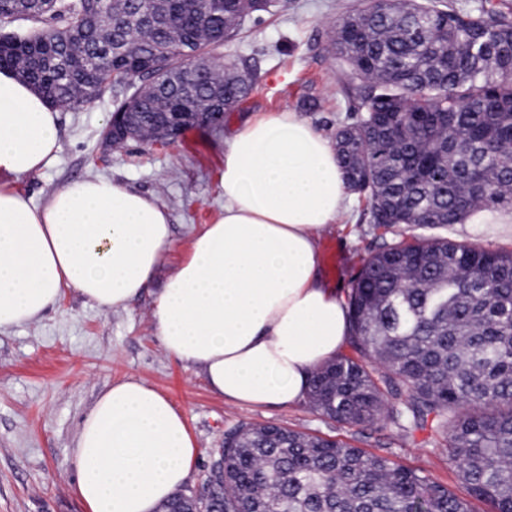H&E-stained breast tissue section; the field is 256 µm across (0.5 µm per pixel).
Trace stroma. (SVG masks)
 Returning <instances> with one entry per match:
<instances>
[{
  "label": "stroma",
  "instance_id": "obj_1",
  "mask_svg": "<svg viewBox=\"0 0 512 512\" xmlns=\"http://www.w3.org/2000/svg\"><path fill=\"white\" fill-rule=\"evenodd\" d=\"M353 2L288 0L287 7L274 6L248 19L237 39L215 48V58L233 56L241 70L258 79L256 90L226 113L221 128L188 130L170 146L132 142L108 151L101 134L116 106L112 94L60 112L57 162L16 181V189L39 202L69 182L107 177L164 203L172 215V240L150 291L127 309L105 311L68 292L41 318L0 333V512H83L69 464L75 435L97 395L129 376L164 394L186 418L198 455L183 492L204 482L225 433L274 424L376 453L389 449L398 464L423 471L467 499L472 512H491L488 502L470 497L459 483L447 457L436 451L433 432H416L401 446L398 429L386 421L348 426L323 417L306 402L262 408L229 403L193 369L165 354L149 316L154 291L189 254L194 228L216 217L224 204L218 185L225 132L267 112L296 113L328 136L356 120L337 65L326 53L337 5ZM315 95L319 107L305 110L303 100ZM421 233L414 224L371 223L364 202L349 195L335 232L321 241L335 248L334 259L322 261L325 276L330 284L349 285L383 244ZM440 234L457 243L512 251V209L482 211Z\"/></svg>",
  "mask_w": 512,
  "mask_h": 512
}]
</instances>
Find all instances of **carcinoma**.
I'll return each instance as SVG.
<instances>
[{"mask_svg":"<svg viewBox=\"0 0 512 512\" xmlns=\"http://www.w3.org/2000/svg\"><path fill=\"white\" fill-rule=\"evenodd\" d=\"M270 0H0V69L53 104L78 109L128 84L173 75L185 98L157 96L148 125L188 116L178 134L219 128L257 77L231 59L196 78L210 57ZM327 54L361 112L336 128L349 192L375 224L437 228L512 206V0L465 12L447 0H379L336 19ZM224 88V111L197 114ZM353 354L318 369L310 402L349 425L388 420L426 429L468 493L512 512V251L429 236L373 253L348 294ZM199 512H469L423 472L342 442L276 425L243 428L216 449Z\"/></svg>","mask_w":512,"mask_h":512,"instance_id":"cac0c4a2","label":"carcinoma"}]
</instances>
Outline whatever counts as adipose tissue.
I'll use <instances>...</instances> for the list:
<instances>
[{
    "label": "adipose tissue",
    "mask_w": 512,
    "mask_h": 512,
    "mask_svg": "<svg viewBox=\"0 0 512 512\" xmlns=\"http://www.w3.org/2000/svg\"><path fill=\"white\" fill-rule=\"evenodd\" d=\"M58 111L0 69V332L29 323L73 290L125 309L170 244L167 207L109 179L68 183L34 203L15 180L49 168ZM221 213L156 294L164 351L209 389L245 406L306 401L313 371L351 332L347 301L322 271L320 241L346 209L330 140L292 112L246 122L224 142ZM197 450L185 417L143 381L103 390L71 450L84 512H156L187 481Z\"/></svg>",
    "instance_id": "adipose-tissue-1"
}]
</instances>
